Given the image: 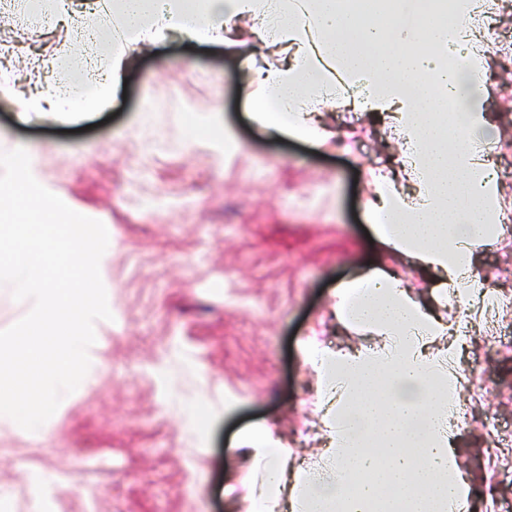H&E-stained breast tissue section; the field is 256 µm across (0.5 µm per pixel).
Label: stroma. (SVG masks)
I'll use <instances>...</instances> for the list:
<instances>
[{"label":"stroma","instance_id":"obj_1","mask_svg":"<svg viewBox=\"0 0 512 512\" xmlns=\"http://www.w3.org/2000/svg\"><path fill=\"white\" fill-rule=\"evenodd\" d=\"M238 29L231 52L174 38L129 51L125 93L94 108L29 115L22 98L0 95V151L32 146L34 177L108 226L100 273L113 315L94 325L90 379L44 430L0 417V512H246L257 471L238 440L268 428L277 446L317 461L311 354L374 342L337 322L336 287L378 263L431 300L429 272L368 238L367 169L398 154L389 121L324 112L327 143L269 134L239 90L256 47L248 25ZM74 40L41 0H0V59L21 87L37 56L54 63L44 80L81 84ZM483 81L512 203V56L494 55ZM476 266L509 303L475 323L452 361L470 380L454 443L476 512H502L512 505V237L479 247Z\"/></svg>","mask_w":512,"mask_h":512}]
</instances>
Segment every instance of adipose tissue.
Here are the masks:
<instances>
[{
    "instance_id": "1",
    "label": "adipose tissue",
    "mask_w": 512,
    "mask_h": 512,
    "mask_svg": "<svg viewBox=\"0 0 512 512\" xmlns=\"http://www.w3.org/2000/svg\"><path fill=\"white\" fill-rule=\"evenodd\" d=\"M126 43L149 47L169 34L227 48L249 20L278 67L250 70L241 93L256 119L319 143L323 98L387 113L402 139L395 170L371 171L367 216L389 248L415 257L454 297L450 322L413 297L396 274L371 267L335 290L339 323L370 331L373 348L324 349L316 405L324 426L318 469L272 447L245 444L264 474L249 492L259 512H449L470 507V485L453 451L454 405L468 378L449 362L466 342L477 303L492 292L475 251L499 236L504 208L486 155L491 121L487 65L474 17L478 0H118ZM454 10L447 31L437 17ZM461 65H452L453 57ZM459 105L456 116L447 109ZM446 348H436L440 338Z\"/></svg>"
}]
</instances>
